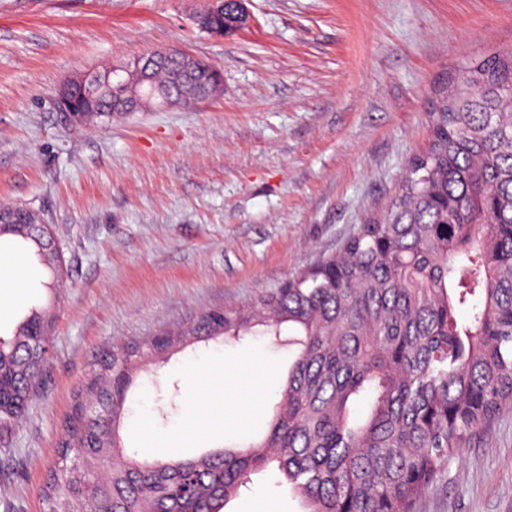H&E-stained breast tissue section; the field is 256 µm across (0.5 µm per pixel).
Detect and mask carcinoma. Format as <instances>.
Instances as JSON below:
<instances>
[{
  "label": "carcinoma",
  "instance_id": "1",
  "mask_svg": "<svg viewBox=\"0 0 512 512\" xmlns=\"http://www.w3.org/2000/svg\"><path fill=\"white\" fill-rule=\"evenodd\" d=\"M173 54L153 82L175 90ZM85 124L121 116L112 94ZM0 245L35 257L51 292L65 265L44 214L22 206ZM463 308L468 317L460 320ZM52 303L0 335V433L39 379ZM294 335L297 352L265 437L198 456L117 459L139 366L188 340ZM367 415L357 414L363 397ZM512 403V50L471 59L432 113L385 216L315 269L247 309H209L176 330L116 343L74 394L42 496L46 512H223L250 473L277 462L304 512H412L473 433ZM97 410L89 411V405Z\"/></svg>",
  "mask_w": 512,
  "mask_h": 512
}]
</instances>
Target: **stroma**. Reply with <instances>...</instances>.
I'll use <instances>...</instances> for the list:
<instances>
[{
  "label": "stroma",
  "mask_w": 512,
  "mask_h": 512,
  "mask_svg": "<svg viewBox=\"0 0 512 512\" xmlns=\"http://www.w3.org/2000/svg\"><path fill=\"white\" fill-rule=\"evenodd\" d=\"M206 0H0V202L42 209L68 268L35 395L0 438V512H42L74 391L114 343L259 296L379 217L429 139V103L476 56L512 49V0H249L218 39ZM172 46L221 64L224 93L185 110L72 125L68 77ZM251 356L264 403L246 423L194 419L197 380ZM294 359L288 335L189 343L139 374L127 455L176 456L266 432ZM303 512L276 466L224 512ZM413 512H512V405L449 459Z\"/></svg>",
  "instance_id": "obj_1"
}]
</instances>
